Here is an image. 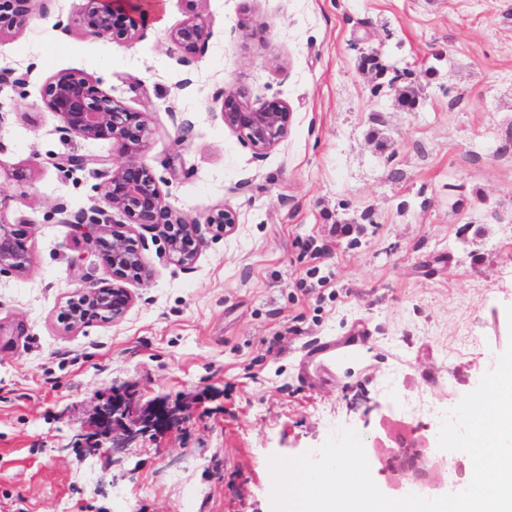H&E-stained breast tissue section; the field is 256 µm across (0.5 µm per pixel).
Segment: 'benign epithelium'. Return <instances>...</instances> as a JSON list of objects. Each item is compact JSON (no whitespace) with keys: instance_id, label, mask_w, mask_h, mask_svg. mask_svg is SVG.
Returning a JSON list of instances; mask_svg holds the SVG:
<instances>
[{"instance_id":"7a95c632","label":"benign epithelium","mask_w":512,"mask_h":512,"mask_svg":"<svg viewBox=\"0 0 512 512\" xmlns=\"http://www.w3.org/2000/svg\"><path fill=\"white\" fill-rule=\"evenodd\" d=\"M39 0H0V37L21 31L32 18ZM82 20L86 33L96 38L133 44L145 36L150 25L142 0H84ZM209 38L205 23L191 17L171 30L168 40L187 55L202 49ZM48 108L63 122L62 130L85 140L110 139L121 161L116 163L99 155H68L53 164L73 171L90 168L104 177L102 190L110 207L125 215L133 224L155 232L168 259L183 268L196 261L203 243L201 224L173 212L164 202L159 178L139 160L148 136L146 120L129 112L112 96L91 84L81 71L65 70L50 77L43 87ZM224 124L239 131L261 154L278 144L287 134L292 113L285 104L271 103L259 109L242 101L238 89L224 91L213 100ZM60 224H77L87 229L86 240L111 269L116 283L99 288H85L66 301L65 319L71 328L92 322L121 321L133 303V295L120 281L133 275L149 280L153 271L143 252L144 244L131 236V230L117 224L99 209L71 211L55 208ZM236 224L230 209L209 217L207 228L225 234ZM32 264V254L14 224L0 220V274L23 273ZM186 421L185 414L164 402L150 413L138 415L135 401L114 393L97 409L98 435L109 442L103 447L85 438L80 444L95 453L123 452L134 447L151 431L174 430ZM371 462L386 477L385 490L394 493L411 487L420 496L431 497L443 485L442 477L454 463L448 451L432 449L430 439L411 430L391 443L376 440Z\"/></svg>"}]
</instances>
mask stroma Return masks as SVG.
I'll list each match as a JSON object with an SVG mask.
<instances>
[{
  "instance_id": "1",
  "label": "stroma",
  "mask_w": 512,
  "mask_h": 512,
  "mask_svg": "<svg viewBox=\"0 0 512 512\" xmlns=\"http://www.w3.org/2000/svg\"><path fill=\"white\" fill-rule=\"evenodd\" d=\"M160 2L132 45L86 34L84 0H41L0 37V70L30 74L0 85V217H29L33 254L0 275V512H272L271 456L346 427L372 450L419 426L409 399L456 406L512 340V0ZM194 16L210 37L187 59L167 35ZM62 70L144 116L173 211L238 216L189 270L134 227L152 279L127 281L122 321L77 330L66 300L112 273L53 209L110 206L51 159L112 143L61 133L42 88ZM237 86L292 109L264 154L212 109ZM113 387L187 420L111 458L73 446Z\"/></svg>"
}]
</instances>
